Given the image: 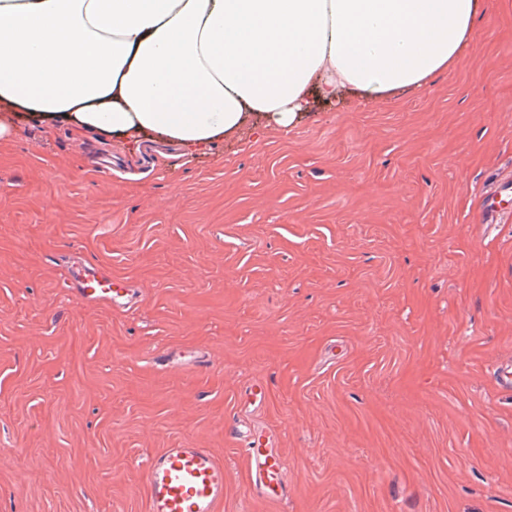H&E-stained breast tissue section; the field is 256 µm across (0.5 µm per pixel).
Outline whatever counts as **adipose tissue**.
Wrapping results in <instances>:
<instances>
[{
  "label": "adipose tissue",
  "mask_w": 512,
  "mask_h": 512,
  "mask_svg": "<svg viewBox=\"0 0 512 512\" xmlns=\"http://www.w3.org/2000/svg\"><path fill=\"white\" fill-rule=\"evenodd\" d=\"M485 0H0V110L202 148L310 97L422 87Z\"/></svg>",
  "instance_id": "1"
}]
</instances>
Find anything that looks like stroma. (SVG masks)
I'll use <instances>...</instances> for the list:
<instances>
[{
    "label": "stroma",
    "instance_id": "35a3bbf8",
    "mask_svg": "<svg viewBox=\"0 0 512 512\" xmlns=\"http://www.w3.org/2000/svg\"><path fill=\"white\" fill-rule=\"evenodd\" d=\"M144 149L0 139V512H147L174 447L223 460L220 512H512V216L479 212L512 176V0L426 88ZM82 265L136 303L81 301ZM235 428L286 498L248 494ZM247 448V462L250 469V485L260 497L269 501H280L288 495V482L285 477L281 457L274 446L267 441L265 448H257L254 441ZM268 447V448H267Z\"/></svg>",
    "mask_w": 512,
    "mask_h": 512
}]
</instances>
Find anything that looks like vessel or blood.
Masks as SVG:
<instances>
[{
    "mask_svg": "<svg viewBox=\"0 0 512 512\" xmlns=\"http://www.w3.org/2000/svg\"><path fill=\"white\" fill-rule=\"evenodd\" d=\"M71 286L89 302L118 303L123 289L110 275L76 269ZM250 484L267 500L288 495L281 457L272 447L248 448ZM149 512H219L224 502V464L206 448H166L152 457L145 471Z\"/></svg>",
    "mask_w": 512,
    "mask_h": 512,
    "instance_id": "vessel-or-blood-1",
    "label": "vessel or blood"
}]
</instances>
